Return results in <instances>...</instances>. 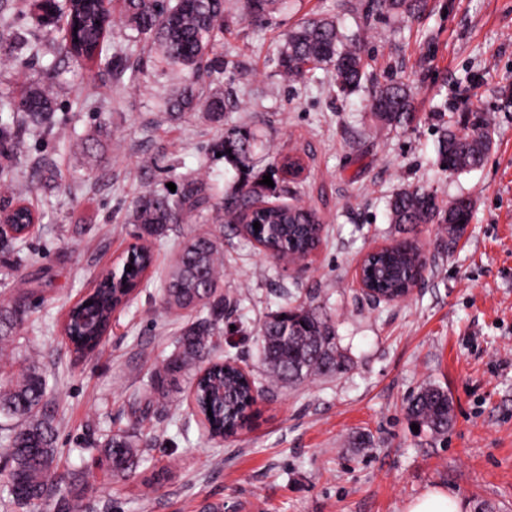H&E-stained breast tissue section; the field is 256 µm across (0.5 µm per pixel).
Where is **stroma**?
I'll use <instances>...</instances> for the list:
<instances>
[{
    "instance_id": "obj_1",
    "label": "stroma",
    "mask_w": 512,
    "mask_h": 512,
    "mask_svg": "<svg viewBox=\"0 0 512 512\" xmlns=\"http://www.w3.org/2000/svg\"><path fill=\"white\" fill-rule=\"evenodd\" d=\"M7 6L42 52L34 60L0 50V88L43 86L57 109L52 132L29 136L20 174L0 186V208L38 198L42 220L20 273L40 325L22 334L52 376L59 473L80 472L86 512H197L206 500L224 512H406L431 490L456 496L462 512H512V0H422L414 16L377 0H288L260 25L243 19L241 0H224V63L202 82L234 104L220 126L165 112L183 75L133 45L121 16L107 37L109 50L130 57L119 76L62 57V24L36 25L31 0ZM318 17L361 39L373 83L411 86L420 123L381 127L367 108L373 83L345 97L329 71L308 83L275 77L288 31ZM471 112L490 122L493 147L482 168L448 175L437 164L438 129ZM234 125L257 136L256 175L273 160L300 158L301 181L287 200L317 211L322 241L303 264H278L225 225L224 293L241 304L224 314L217 354L250 369L261 391L255 414L236 437L213 441L182 390L180 416L155 424L146 465L113 479L86 445L98 430L128 426L131 392L172 351L184 320L163 309L160 285L177 243L209 222L192 214L169 225L147 284L114 314L98 352L76 353L58 324L133 242L127 218L142 192L202 182L214 200L230 195L238 173L213 146ZM100 126L106 133L91 156L74 152ZM407 184L434 191L443 206L471 197L462 236L450 240L444 224L391 223L388 199ZM403 240L424 256L417 287L399 302L370 300L356 282L359 261ZM286 301L331 314L344 372L292 386L270 380L259 328ZM430 384L453 406L440 437L412 430L406 411ZM152 472L162 480L149 495L143 481Z\"/></svg>"
}]
</instances>
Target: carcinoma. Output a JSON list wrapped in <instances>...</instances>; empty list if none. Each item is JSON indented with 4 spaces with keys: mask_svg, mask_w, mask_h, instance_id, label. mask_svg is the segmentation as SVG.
<instances>
[{
    "mask_svg": "<svg viewBox=\"0 0 512 512\" xmlns=\"http://www.w3.org/2000/svg\"><path fill=\"white\" fill-rule=\"evenodd\" d=\"M282 0H244L245 19L262 23ZM121 5L134 43H142L157 54L161 69L178 68L185 74L182 88L166 103L176 116L202 109L211 121H224L227 103L216 90L200 97L201 75L220 64L217 42L224 33V0H70L66 18L70 37L66 53L104 65L110 70L122 66V53H104V38L111 26V5ZM387 10L413 15L421 0H380ZM275 63V75L289 82H307L318 70H330L339 93L346 96L359 89L367 74L361 43L343 33L336 22L309 19L288 31ZM15 116L10 124L0 121V156L17 163L26 157L27 136L52 130L55 108L48 91L37 85L20 90L0 89V112ZM370 112L381 126L404 128L417 118L410 87L391 82L374 89ZM493 141L488 120L478 118L462 129L445 128L438 140L439 164L450 175L482 167ZM256 143L251 129L231 126L224 130L216 148L224 160L239 170V184L224 205L214 206L201 186H193L174 198L148 190L132 205V223L139 238L152 243L170 224L204 210H224L216 222L253 225L255 240L268 250L295 261L304 260L321 242L322 224L315 210L303 206L272 203L258 211L266 196L290 193L299 173L291 158L269 168L274 187L252 179L250 159ZM396 224H446L455 236L473 219V203L456 198L448 208L440 207L427 188L408 185L393 193L388 202ZM19 234L11 238L12 248L0 256L5 275L17 271L26 243L31 210L17 205L6 211ZM224 238L211 231L186 238L175 255L161 301L169 310L188 317L173 342V350L156 365L141 393L129 398L132 422L94 441L90 450L110 465L112 477L126 479L144 461V431L160 410H171L173 396L182 383H191L194 404L204 419L206 434L212 438L233 433L249 420L256 386L234 366L233 358L213 360L223 333L224 311L238 301L224 296L222 258ZM154 251L144 248L119 257L115 271L67 313L63 330L76 351L94 352L110 330L113 313L126 304L153 265ZM423 261L417 247L403 241L397 248L381 253L367 263L366 280L383 295L402 294L413 287ZM29 292L19 286L16 296L0 304V512H85L84 490L72 477L61 488L58 475L57 422L50 406L51 388L40 352L20 342L19 330L30 321ZM266 365L279 381L288 383L319 374L341 373L345 361L336 348V331L330 316L319 306L285 305L260 327ZM408 413L426 425L431 433L444 435L453 424L448 393L436 388L421 389L408 403Z\"/></svg>",
    "mask_w": 512,
    "mask_h": 512,
    "instance_id": "1",
    "label": "carcinoma"
}]
</instances>
